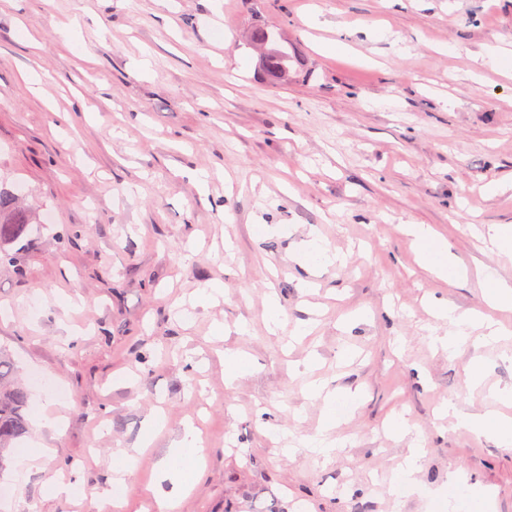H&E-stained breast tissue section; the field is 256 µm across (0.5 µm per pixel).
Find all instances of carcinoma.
<instances>
[{
  "instance_id": "obj_1",
  "label": "carcinoma",
  "mask_w": 512,
  "mask_h": 512,
  "mask_svg": "<svg viewBox=\"0 0 512 512\" xmlns=\"http://www.w3.org/2000/svg\"><path fill=\"white\" fill-rule=\"evenodd\" d=\"M250 43L263 50L257 63V74L270 85H281L293 77L291 62L296 57L288 54L280 33L266 25H255L247 33ZM32 218L16 202L15 195L0 187V264L17 265L19 258L9 250L27 231ZM29 391L16 377L11 356L0 348V475L12 463L15 444L27 431L24 411Z\"/></svg>"
}]
</instances>
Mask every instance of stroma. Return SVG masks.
Instances as JSON below:
<instances>
[{"instance_id":"obj_1","label":"stroma","mask_w":512,"mask_h":512,"mask_svg":"<svg viewBox=\"0 0 512 512\" xmlns=\"http://www.w3.org/2000/svg\"><path fill=\"white\" fill-rule=\"evenodd\" d=\"M262 23L302 62L288 84L256 74L244 32ZM504 42L512 0H0V184L35 217L0 266V347L29 389L18 445L45 450L0 512H111L115 453L157 412L121 512H158L144 488L190 421L204 468L170 512H434L453 471L473 512H512V447L439 415L512 417L493 398L512 391V310L495 343H428L448 331L434 307L485 311L483 268L512 284L486 234L512 224V75L477 64ZM410 224L447 240L462 280L424 267ZM313 234L343 258L315 275ZM231 353L251 361L235 378ZM314 380L359 398L326 459L296 446L323 425ZM399 415L426 450L403 497ZM52 475L79 504L43 493Z\"/></svg>"}]
</instances>
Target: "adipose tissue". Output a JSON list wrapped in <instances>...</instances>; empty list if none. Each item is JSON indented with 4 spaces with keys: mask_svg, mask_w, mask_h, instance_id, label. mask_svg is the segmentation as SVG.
Here are the masks:
<instances>
[{
    "mask_svg": "<svg viewBox=\"0 0 512 512\" xmlns=\"http://www.w3.org/2000/svg\"><path fill=\"white\" fill-rule=\"evenodd\" d=\"M407 232L413 237L427 269L449 280L463 277V267L451 258L447 242L430 225L411 224ZM438 315L450 325L448 335L439 340L440 345L449 350L476 331L486 341L494 340L502 334L501 328L493 321L459 313L451 307L440 308ZM446 410L449 417L455 419L457 428L493 440L501 447L512 445V419L492 411L466 413L452 402L448 403ZM202 463L200 431L194 425H187L182 437L173 443L159 462L158 477L170 485L169 494L158 501L164 512H168L175 502L189 493Z\"/></svg>",
    "mask_w": 512,
    "mask_h": 512,
    "instance_id": "obj_1",
    "label": "adipose tissue"
}]
</instances>
